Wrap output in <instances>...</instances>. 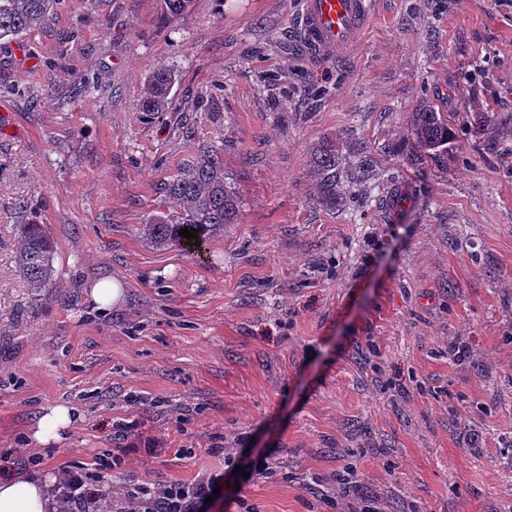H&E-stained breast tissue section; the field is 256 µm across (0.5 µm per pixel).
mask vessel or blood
<instances>
[{
	"label": "vessel or blood",
	"mask_w": 512,
	"mask_h": 512,
	"mask_svg": "<svg viewBox=\"0 0 512 512\" xmlns=\"http://www.w3.org/2000/svg\"><path fill=\"white\" fill-rule=\"evenodd\" d=\"M373 0H303L301 34L308 49L321 58L338 57L358 45L374 10ZM409 204L404 184H393L385 213L397 218Z\"/></svg>",
	"instance_id": "b4317fda"
}]
</instances>
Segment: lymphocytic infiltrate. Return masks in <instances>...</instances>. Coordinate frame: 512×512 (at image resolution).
I'll return each mask as SVG.
<instances>
[{"label": "lymphocytic infiltrate", "mask_w": 512, "mask_h": 512, "mask_svg": "<svg viewBox=\"0 0 512 512\" xmlns=\"http://www.w3.org/2000/svg\"><path fill=\"white\" fill-rule=\"evenodd\" d=\"M139 427L138 421L117 424L115 448L96 455L92 465L71 463L59 467L47 493L50 512H201L205 500L223 477L211 474L190 482H136L110 488L101 473L124 467L130 451L125 441Z\"/></svg>", "instance_id": "f902f5d3"}]
</instances>
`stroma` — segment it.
I'll return each instance as SVG.
<instances>
[{
  "label": "stroma",
  "instance_id": "stroma-1",
  "mask_svg": "<svg viewBox=\"0 0 512 512\" xmlns=\"http://www.w3.org/2000/svg\"><path fill=\"white\" fill-rule=\"evenodd\" d=\"M301 8L193 0L170 19L163 0H61L24 55L0 46V448L46 450V476L136 419L164 451L108 482L220 474L204 512H345L347 468L380 512H512V0H376L339 62L309 55ZM158 67L177 81L150 115ZM424 102L459 130L490 122L428 155L405 136ZM327 137L333 210L309 168ZM204 146L242 220L197 257L156 248L139 226ZM395 182L417 198L391 221L363 193ZM25 217L56 242L39 301L13 259ZM102 280L122 288L103 310ZM57 404L78 417L39 446ZM267 455L275 476L252 474ZM176 76L173 70L159 67L153 70L144 96L137 108L140 112H164L169 108V95L175 84ZM336 141L324 138L311 151V166L314 177V190L320 203L329 209L343 200L338 177L339 156Z\"/></svg>",
  "mask_w": 512,
  "mask_h": 512
}]
</instances>
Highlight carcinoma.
I'll return each instance as SVG.
<instances>
[{
    "label": "carcinoma",
    "instance_id": "carcinoma-1",
    "mask_svg": "<svg viewBox=\"0 0 512 512\" xmlns=\"http://www.w3.org/2000/svg\"><path fill=\"white\" fill-rule=\"evenodd\" d=\"M58 0H0V40L27 35L46 25ZM173 70H153L140 112H164L175 84ZM408 133L418 147L429 153L442 152L457 138L448 119L433 106L423 104L412 113ZM339 156L336 140L325 138L311 151L314 190L320 203L329 208L343 200L338 177ZM165 210L150 216L140 225L142 236L159 249L179 247L191 256L201 253L206 242L224 234V225L238 224L242 217L241 200L224 177V159L207 147L169 180L161 183ZM199 230L198 238L186 239L179 231ZM17 242L15 267L34 297L42 296L52 285L55 244L45 225L27 220L14 225Z\"/></svg>",
    "mask_w": 512,
    "mask_h": 512
}]
</instances>
